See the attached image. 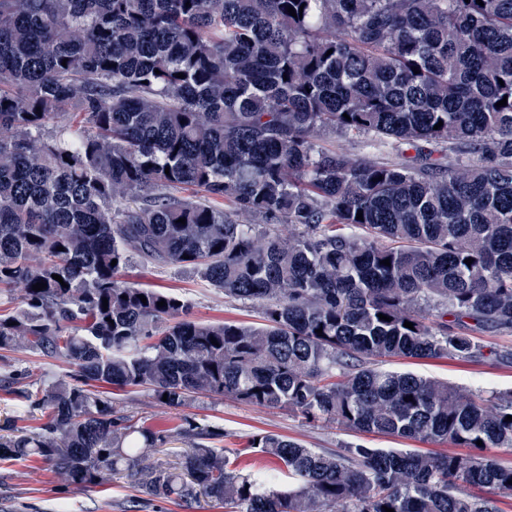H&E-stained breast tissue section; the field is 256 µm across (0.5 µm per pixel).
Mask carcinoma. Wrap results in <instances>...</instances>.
Masks as SVG:
<instances>
[{"instance_id": "cac0c4a2", "label": "carcinoma", "mask_w": 512, "mask_h": 512, "mask_svg": "<svg viewBox=\"0 0 512 512\" xmlns=\"http://www.w3.org/2000/svg\"><path fill=\"white\" fill-rule=\"evenodd\" d=\"M482 2L0 0V289L22 298L0 313V350L74 367L26 395L49 421L1 434L0 460L79 486L124 471L149 500L224 512H499L512 391L379 367L470 361L477 334L512 335V0ZM324 130L414 155L356 158L318 144ZM137 258L263 322L201 321L177 294L122 283ZM103 386L469 453L265 432L251 447L272 467L245 473L217 447L224 428L186 415L189 451L145 469L170 436Z\"/></svg>"}]
</instances>
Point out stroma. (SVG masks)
I'll return each mask as SVG.
<instances>
[{
	"label": "stroma",
	"mask_w": 512,
	"mask_h": 512,
	"mask_svg": "<svg viewBox=\"0 0 512 512\" xmlns=\"http://www.w3.org/2000/svg\"><path fill=\"white\" fill-rule=\"evenodd\" d=\"M128 285L159 288L181 295L196 319L256 324L257 309L225 298L222 291L173 266L135 261L122 272ZM386 369L431 376L473 391L490 394L512 389V366L494 356L463 362L452 358L393 359ZM72 366L65 360L47 359L35 352L0 350V424L11 421L31 429L43 420L40 410L30 408L25 393H37L45 383L68 378ZM112 404L120 414L153 430L175 433L183 414L222 426L224 447L236 449L241 465L253 466L259 458L249 442L263 432L284 434L316 449H335L352 441L351 433L328 423H313L285 410L260 409L229 398L199 396L186 410L160 406L145 390H113ZM0 512H185L171 502L138 498L131 481L119 476L106 483L82 487L61 482L52 470L36 459L0 461Z\"/></svg>",
	"instance_id": "35a3bbf8"
}]
</instances>
